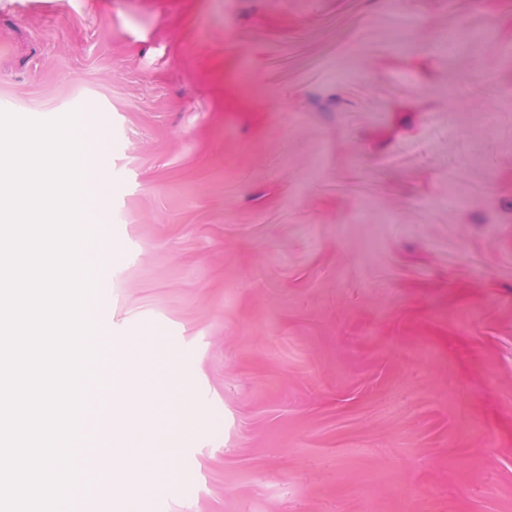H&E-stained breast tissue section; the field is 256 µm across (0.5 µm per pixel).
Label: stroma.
<instances>
[{
  "instance_id": "obj_1",
  "label": "stroma",
  "mask_w": 512,
  "mask_h": 512,
  "mask_svg": "<svg viewBox=\"0 0 512 512\" xmlns=\"http://www.w3.org/2000/svg\"><path fill=\"white\" fill-rule=\"evenodd\" d=\"M87 102L198 408L137 512H512V0H0V111Z\"/></svg>"
}]
</instances>
